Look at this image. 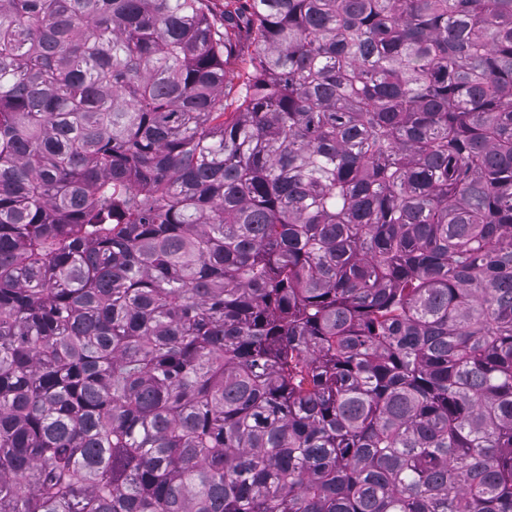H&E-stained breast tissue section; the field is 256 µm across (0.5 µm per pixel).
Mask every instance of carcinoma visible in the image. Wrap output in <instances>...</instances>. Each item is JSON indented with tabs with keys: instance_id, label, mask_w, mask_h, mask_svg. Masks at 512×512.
Masks as SVG:
<instances>
[{
	"instance_id": "obj_1",
	"label": "carcinoma",
	"mask_w": 512,
	"mask_h": 512,
	"mask_svg": "<svg viewBox=\"0 0 512 512\" xmlns=\"http://www.w3.org/2000/svg\"><path fill=\"white\" fill-rule=\"evenodd\" d=\"M0 512H512V0H0Z\"/></svg>"
}]
</instances>
